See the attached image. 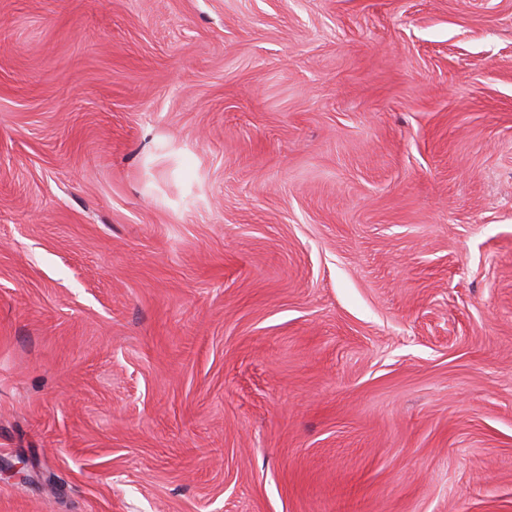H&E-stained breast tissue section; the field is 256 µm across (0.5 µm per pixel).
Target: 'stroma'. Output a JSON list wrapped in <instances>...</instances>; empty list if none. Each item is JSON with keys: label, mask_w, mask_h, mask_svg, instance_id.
I'll use <instances>...</instances> for the list:
<instances>
[{"label": "stroma", "mask_w": 512, "mask_h": 512, "mask_svg": "<svg viewBox=\"0 0 512 512\" xmlns=\"http://www.w3.org/2000/svg\"><path fill=\"white\" fill-rule=\"evenodd\" d=\"M0 512H512V0H0Z\"/></svg>", "instance_id": "1"}]
</instances>
